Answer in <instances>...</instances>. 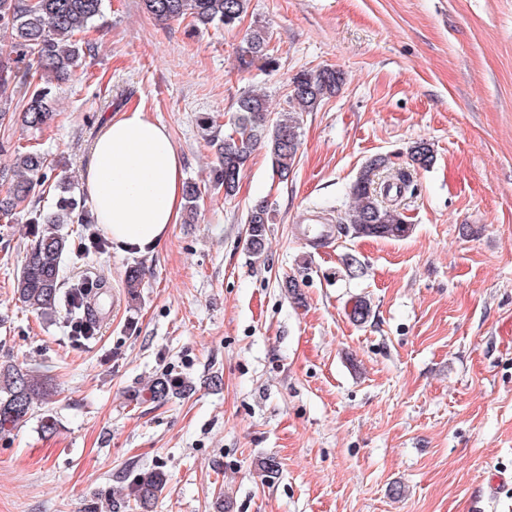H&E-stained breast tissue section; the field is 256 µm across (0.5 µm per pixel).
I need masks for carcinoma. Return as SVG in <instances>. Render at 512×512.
I'll return each instance as SVG.
<instances>
[{
  "label": "carcinoma",
  "mask_w": 512,
  "mask_h": 512,
  "mask_svg": "<svg viewBox=\"0 0 512 512\" xmlns=\"http://www.w3.org/2000/svg\"><path fill=\"white\" fill-rule=\"evenodd\" d=\"M104 0H0V32L10 36L7 49H0V124L15 119L26 126L40 129L53 116V104L61 84L77 76L83 60L92 55L93 45L76 38L102 14ZM147 11L159 21L191 19L196 29L232 26L241 21L248 0H144ZM270 37L261 25L253 27L238 49L239 69L247 71L258 63L267 67L275 64L269 54ZM342 73L333 68L303 70L291 80L284 115L270 121L269 105L259 94L246 93L237 102L238 115L224 133L214 117L202 119L209 132L208 143L215 147L217 163L212 170L211 186L224 190L232 197L238 188L252 152L263 146L271 168L282 179L292 173L300 149V125L303 113L313 111L323 100L340 88ZM412 164L426 167L433 161L429 143L419 141L409 149ZM44 157L35 151L14 152L5 197L0 199V217L9 218L20 207L29 208L27 222L44 224L34 233L29 253L14 283V291L25 306L45 315L57 312L68 300L70 317L86 331L93 317L85 311L84 297L64 291L61 261L69 251L67 237L53 228L55 224H90L93 218L81 201L71 194L70 184L58 183L60 192L51 213L32 206L37 188L49 180ZM395 179L408 186L410 173L405 170L390 173L388 158H372L351 188L354 207L340 218L339 225L358 237L399 240L409 235L411 225L382 196L383 179ZM201 190L194 183L185 187L186 212L189 218L197 214ZM270 210L264 200L253 204L247 215L246 248L261 254L267 241ZM142 273L139 266L129 268L126 288L131 298L139 296ZM371 314L370 303L355 300L350 317L364 323ZM150 398L164 402L183 397L193 391L187 379L156 378L148 388ZM54 390L44 379L21 365L0 369V434L10 432L27 422L33 405L48 403ZM280 472L273 457L257 463L256 474L263 483H272ZM166 474L157 469L137 472L121 492L112 498V512L131 509L133 512H153L158 493L166 485Z\"/></svg>",
  "instance_id": "obj_1"
}]
</instances>
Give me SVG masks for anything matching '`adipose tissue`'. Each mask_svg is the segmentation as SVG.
Returning <instances> with one entry per match:
<instances>
[{
	"label": "adipose tissue",
	"instance_id": "obj_1",
	"mask_svg": "<svg viewBox=\"0 0 512 512\" xmlns=\"http://www.w3.org/2000/svg\"><path fill=\"white\" fill-rule=\"evenodd\" d=\"M183 179L170 131L138 107L104 123L82 173L83 190L113 247L140 254L153 252L178 223Z\"/></svg>",
	"mask_w": 512,
	"mask_h": 512
}]
</instances>
